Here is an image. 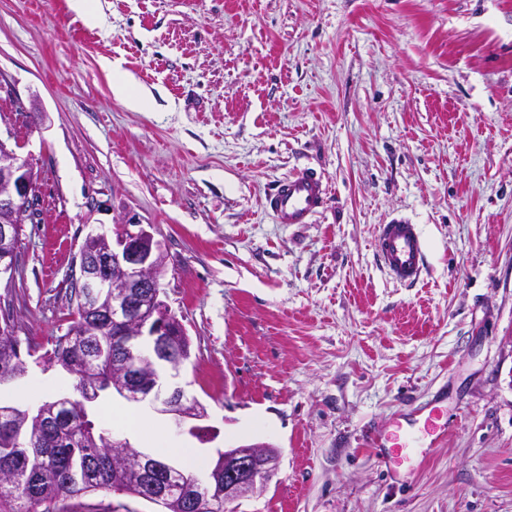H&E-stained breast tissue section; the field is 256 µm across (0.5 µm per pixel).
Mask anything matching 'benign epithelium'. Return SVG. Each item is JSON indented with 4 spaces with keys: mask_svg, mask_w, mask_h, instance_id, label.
<instances>
[{
    "mask_svg": "<svg viewBox=\"0 0 512 512\" xmlns=\"http://www.w3.org/2000/svg\"><path fill=\"white\" fill-rule=\"evenodd\" d=\"M37 180L29 164L0 139V277L12 281L16 263V239L19 225L17 207L23 200L37 199ZM121 230L104 248V234H90L80 250L79 277L85 288L84 317L91 324L85 335L98 328L112 326L126 337V378L115 383L118 393L131 402L151 398L152 407L172 417L177 428L187 422L207 418L197 400L186 395L181 386L159 385L157 365L179 371L184 359L175 354V337L186 335L176 314L161 299L158 274L164 254L150 228L128 218L120 221ZM97 386L88 385L80 398L59 401L64 408L78 409L96 398ZM279 448L269 444H250L217 451L208 476L186 485L181 493L183 508L195 509L199 495L224 498V506L237 510L241 499L261 496L269 487L280 462ZM116 474L135 475L140 481L150 475L158 486L143 500L159 506L169 504L163 489L165 480L179 468L138 453L128 461L115 464Z\"/></svg>",
    "mask_w": 512,
    "mask_h": 512,
    "instance_id": "1",
    "label": "benign epithelium"
}]
</instances>
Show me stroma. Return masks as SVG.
<instances>
[{
	"instance_id": "obj_1",
	"label": "stroma",
	"mask_w": 512,
	"mask_h": 512,
	"mask_svg": "<svg viewBox=\"0 0 512 512\" xmlns=\"http://www.w3.org/2000/svg\"><path fill=\"white\" fill-rule=\"evenodd\" d=\"M0 0V139L32 168L11 286L21 405L72 392L50 361L90 231L151 225L187 329L180 384L215 432L150 413L203 472L217 449L281 451L238 512H512V0ZM149 100L114 98L103 60ZM302 167L309 224L260 202ZM419 225L427 271L393 283L378 225ZM436 405L447 435L397 476L372 433ZM71 512H161L99 490Z\"/></svg>"
}]
</instances>
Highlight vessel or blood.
I'll return each instance as SVG.
<instances>
[{"label": "vessel or blood", "instance_id": "1", "mask_svg": "<svg viewBox=\"0 0 512 512\" xmlns=\"http://www.w3.org/2000/svg\"><path fill=\"white\" fill-rule=\"evenodd\" d=\"M326 202L327 187L322 176L310 167L279 180L264 195L265 209L281 224L312 223ZM373 246L381 266L393 280L407 286L417 283L426 263L425 243L417 225L402 220L379 225ZM394 425L393 433L371 437L381 450L382 464L393 473L414 455L415 434H422L434 445L448 432L447 418L433 410L413 420H395Z\"/></svg>", "mask_w": 512, "mask_h": 512}]
</instances>
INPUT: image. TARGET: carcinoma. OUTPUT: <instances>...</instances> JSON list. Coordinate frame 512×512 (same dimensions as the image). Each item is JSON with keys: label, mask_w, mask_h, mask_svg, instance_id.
<instances>
[{"label": "carcinoma", "mask_w": 512, "mask_h": 512, "mask_svg": "<svg viewBox=\"0 0 512 512\" xmlns=\"http://www.w3.org/2000/svg\"><path fill=\"white\" fill-rule=\"evenodd\" d=\"M76 314L66 333L56 337L52 360L74 377L75 385L88 380L97 383L100 393L110 392L113 378L124 369L122 337L112 328L103 331L113 359L98 360L79 346V337L72 335L84 326L82 305H77ZM25 368L14 326L6 317L4 326L0 327V383L15 379L14 372ZM31 427L32 421L22 418L15 427L0 421V512H55V506L66 512L63 501L80 493L112 490L131 495L137 492L132 483L115 478L112 445L104 441L109 432L95 423L90 410L73 412L60 424L48 427L38 439L40 455L20 467L10 466L4 445L15 439L18 430ZM75 456L89 463L87 481L79 487L69 483L70 463Z\"/></svg>", "instance_id": "obj_1"}]
</instances>
